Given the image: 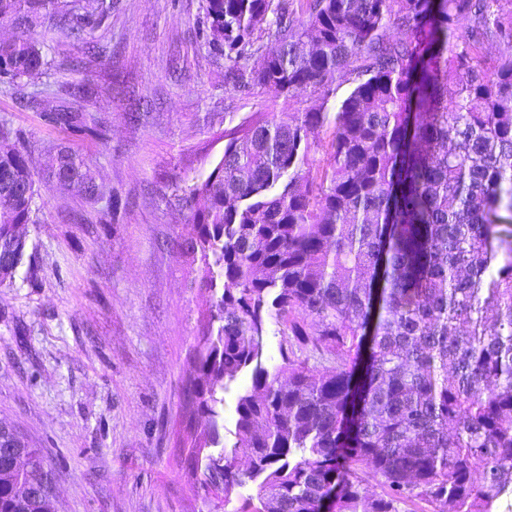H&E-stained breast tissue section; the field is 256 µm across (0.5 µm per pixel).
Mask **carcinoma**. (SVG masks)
Masks as SVG:
<instances>
[{
	"instance_id": "obj_1",
	"label": "carcinoma",
	"mask_w": 512,
	"mask_h": 512,
	"mask_svg": "<svg viewBox=\"0 0 512 512\" xmlns=\"http://www.w3.org/2000/svg\"><path fill=\"white\" fill-rule=\"evenodd\" d=\"M202 46L224 83L337 112H257L224 155L171 185L211 305L183 381L185 475L235 512H499L512 500V0H202ZM112 0H0V77L50 79L34 33L76 41ZM268 32L260 44L255 32ZM46 113L108 147L59 82ZM331 129L323 142L320 132ZM52 177L100 196L85 158ZM27 150L0 144V236L38 207ZM280 361L263 362L268 324ZM233 439L224 393L244 373ZM203 421L198 435L194 424ZM32 470L19 478L14 462ZM380 487L369 489L368 479ZM37 448L0 430V512H54Z\"/></svg>"
}]
</instances>
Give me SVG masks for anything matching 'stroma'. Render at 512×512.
<instances>
[{"instance_id":"35a3bbf8","label":"stroma","mask_w":512,"mask_h":512,"mask_svg":"<svg viewBox=\"0 0 512 512\" xmlns=\"http://www.w3.org/2000/svg\"><path fill=\"white\" fill-rule=\"evenodd\" d=\"M113 3L83 43L41 33L50 55L80 60L61 78L96 90L86 109L105 120L108 147L50 125L0 83V129L37 171L71 150L121 200L102 224L107 199L38 183L39 220L25 227L22 264L0 283V425L40 450L56 512H232L255 485L221 506L184 475L181 390L211 296L169 247L193 226L167 198L177 178L206 174L223 156L225 129L317 100L225 86L224 59L196 43L201 0ZM134 112L148 123L130 122Z\"/></svg>"}]
</instances>
